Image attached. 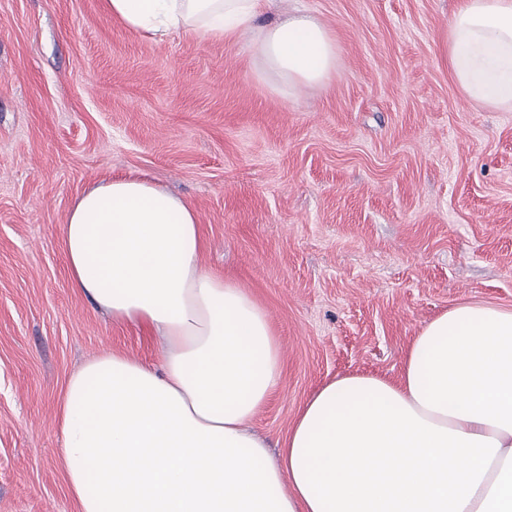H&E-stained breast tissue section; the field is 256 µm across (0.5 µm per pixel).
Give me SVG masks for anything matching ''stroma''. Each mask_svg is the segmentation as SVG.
Segmentation results:
<instances>
[{
	"mask_svg": "<svg viewBox=\"0 0 512 512\" xmlns=\"http://www.w3.org/2000/svg\"><path fill=\"white\" fill-rule=\"evenodd\" d=\"M458 0H269L325 22L336 70L288 97L245 43L125 29L104 0H0V512H78L57 451L68 376L160 337L71 287L60 227L86 189L141 176L199 216L200 262L246 288L283 376L252 428L283 436L322 383L398 378L467 301L512 308V109L448 71Z\"/></svg>",
	"mask_w": 512,
	"mask_h": 512,
	"instance_id": "1",
	"label": "stroma"
}]
</instances>
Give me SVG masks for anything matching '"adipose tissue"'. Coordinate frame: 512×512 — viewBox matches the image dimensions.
Instances as JSON below:
<instances>
[{"label": "adipose tissue", "mask_w": 512, "mask_h": 512, "mask_svg": "<svg viewBox=\"0 0 512 512\" xmlns=\"http://www.w3.org/2000/svg\"><path fill=\"white\" fill-rule=\"evenodd\" d=\"M262 0H105L125 28L245 41L277 91L336 69L303 11L255 30ZM448 67L465 97L512 107V0H460ZM70 285L161 336L157 361L97 355L67 380L58 452L79 512H512V309L464 302L410 344L399 380L351 374L302 405L270 456L249 427L282 375L266 309L206 271L198 215L137 178L85 191L61 227Z\"/></svg>", "instance_id": "obj_1"}]
</instances>
